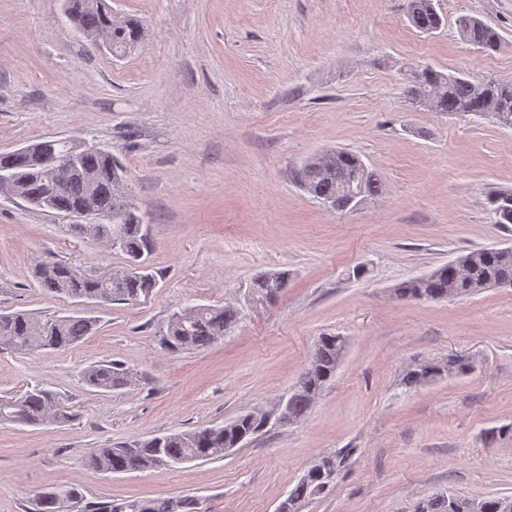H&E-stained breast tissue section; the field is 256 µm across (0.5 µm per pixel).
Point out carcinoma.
Returning <instances> with one entry per match:
<instances>
[{"label": "carcinoma", "instance_id": "1", "mask_svg": "<svg viewBox=\"0 0 512 512\" xmlns=\"http://www.w3.org/2000/svg\"><path fill=\"white\" fill-rule=\"evenodd\" d=\"M67 17L76 28L88 34L107 30L112 36V53L124 55L142 38L141 23L129 16L115 19L106 0H68ZM406 13L418 30L432 33L441 25V16L433 0H406ZM461 33L471 44L485 52L501 48L500 34L476 18H464ZM409 104L432 112L490 115L488 101L505 99L512 117V82L472 80L464 75L445 74L431 67L419 70L417 80L406 87ZM42 154L68 151L67 139H43L36 143ZM128 171L122 158L102 150L81 157L69 184L59 189L41 172L36 153L22 156L0 153V177L11 189L25 197L35 210L74 214L83 206L98 212L95 224H74L77 234H87L103 242L112 252L124 256L125 263L112 268L107 280H79L64 263L39 266L35 280L46 295L78 299L80 302L137 304L152 294L159 284L158 274L148 262L149 225L143 214L125 195ZM300 185L324 206L340 213H353L382 194L383 182L376 170L359 155L345 150H330L306 161L299 169ZM494 223L512 224V192H493L487 198ZM466 275L460 268L445 264L434 271L412 278L397 288L401 300L438 301L460 296V290L478 292L494 279L512 281V248L481 249L468 255ZM288 287V272L261 270L250 280L245 302L270 303ZM241 307L195 305L173 313L158 330L160 348L171 354L205 350L224 337L239 321ZM96 317L75 312L71 315L38 316L25 311L0 313V346L18 353L66 350L77 346L97 328ZM346 348L345 337L324 333L314 345V353L304 368L295 389L288 395V419L291 425L303 421L315 400L335 377ZM473 370L468 359L450 355L446 360L415 362L404 372L401 385L410 390L443 375H465ZM87 387L112 392L139 382L138 374L125 364L102 360L81 372ZM276 411H251L223 425L219 433L200 428L187 432L155 435L130 443L109 444L95 449L87 458L88 468L97 472L121 473L134 470L173 468L192 461H210L224 455V449L236 447L266 428L276 424ZM77 417L62 403L54 390L35 387L16 397H0V425L43 426L65 424ZM356 452L343 448L311 462L305 474L288 493V507L282 512H302L312 499L327 493L328 479L338 478L347 461ZM502 498L477 501L450 494L418 501L412 512H503ZM198 512V502L191 498H157L84 502L80 488L56 486L38 495L34 512Z\"/></svg>", "mask_w": 512, "mask_h": 512}]
</instances>
